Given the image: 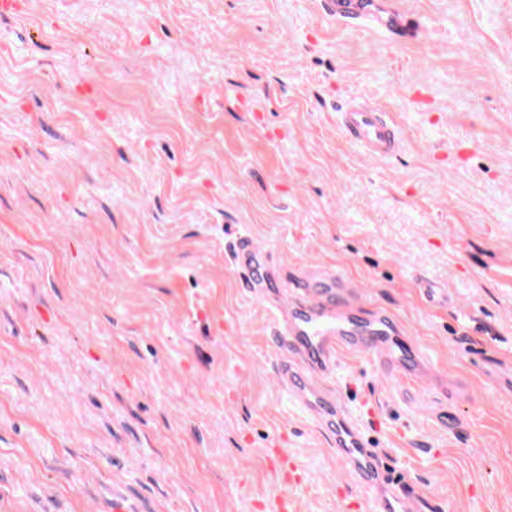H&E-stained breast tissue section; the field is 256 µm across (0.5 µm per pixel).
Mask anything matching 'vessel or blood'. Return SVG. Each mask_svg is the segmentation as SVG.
<instances>
[{"mask_svg":"<svg viewBox=\"0 0 512 512\" xmlns=\"http://www.w3.org/2000/svg\"><path fill=\"white\" fill-rule=\"evenodd\" d=\"M326 4L330 14L346 19L363 20L369 15L368 0H326ZM336 123L367 156L386 158L399 147L393 117L367 100L353 99L338 112ZM260 256L258 246L248 236L239 237L231 251L232 261L245 272L248 288L266 294L273 334L299 360L298 365L286 366L283 371V388L290 402L332 436L347 472L382 512H431L432 503L406 484L384 491L386 475L378 467L360 425L316 379L317 374L334 367L343 348L371 352L379 360L412 374L419 367L413 348L388 314L379 312L365 319L353 302L337 300L336 294L344 286L333 277L319 287L305 289L299 304L288 307L280 296L269 294ZM267 458L284 486L295 487L306 481L307 473L293 454L273 447L268 449Z\"/></svg>","mask_w":512,"mask_h":512,"instance_id":"b4317fda","label":"vessel or blood"}]
</instances>
